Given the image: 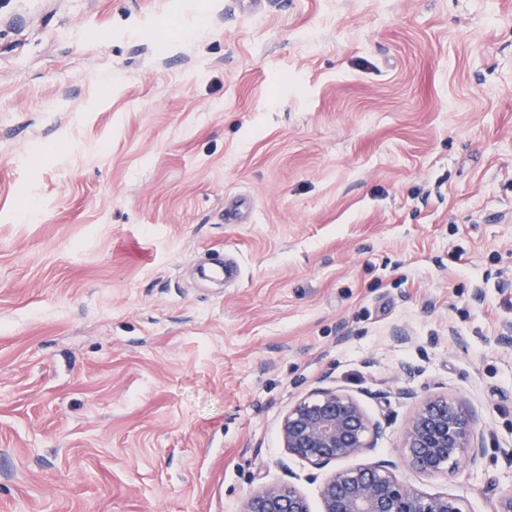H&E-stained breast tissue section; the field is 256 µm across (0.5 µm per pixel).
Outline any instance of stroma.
<instances>
[{"mask_svg": "<svg viewBox=\"0 0 512 512\" xmlns=\"http://www.w3.org/2000/svg\"><path fill=\"white\" fill-rule=\"evenodd\" d=\"M511 328L512 0H0V512H321L279 428L322 386L490 512ZM438 394L450 476L401 448ZM250 219L249 207L244 199L224 200V221L228 224H247ZM402 448L416 471L448 474L476 465L485 455V431L471 407L447 396H433L417 406ZM245 512H310L306 497L292 484L264 486L250 494Z\"/></svg>", "mask_w": 512, "mask_h": 512, "instance_id": "35a3bbf8", "label": "stroma"}]
</instances>
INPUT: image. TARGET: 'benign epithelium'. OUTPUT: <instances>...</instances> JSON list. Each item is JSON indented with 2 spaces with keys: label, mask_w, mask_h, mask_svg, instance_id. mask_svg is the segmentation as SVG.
<instances>
[{
  "label": "benign epithelium",
  "mask_w": 512,
  "mask_h": 512,
  "mask_svg": "<svg viewBox=\"0 0 512 512\" xmlns=\"http://www.w3.org/2000/svg\"><path fill=\"white\" fill-rule=\"evenodd\" d=\"M377 431L361 405L336 387L321 388L288 409L280 425L283 447L317 468L357 458ZM403 450L420 473L445 474L474 466L485 455V431L477 413L446 396L419 403ZM321 512H468L455 494L427 495L402 481L390 461L360 464L326 474L319 486ZM245 512H310L292 484L264 486L250 494Z\"/></svg>",
  "instance_id": "7a95c632"
}]
</instances>
